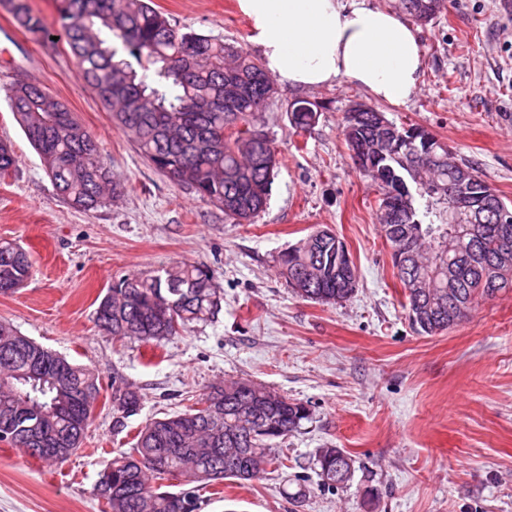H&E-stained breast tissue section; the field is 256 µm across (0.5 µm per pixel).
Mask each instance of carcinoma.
Here are the masks:
<instances>
[{"instance_id": "cac0c4a2", "label": "carcinoma", "mask_w": 512, "mask_h": 512, "mask_svg": "<svg viewBox=\"0 0 512 512\" xmlns=\"http://www.w3.org/2000/svg\"><path fill=\"white\" fill-rule=\"evenodd\" d=\"M416 0H400L421 24L434 20L443 0H428L422 11ZM14 23L38 42L63 35L77 65L78 77L133 138L140 154L155 170L200 199L224 211L236 224L249 223L266 207L277 174L276 149L255 124L274 94L272 78L242 48L224 40L184 30L159 12L152 0H60L57 17L35 14L27 0H0ZM15 120L38 153L56 190L76 209L91 211L116 196L120 182L101 157L96 136L65 103L34 82L13 81L3 87ZM224 98V109H208ZM377 110L358 115L347 111L341 134L355 168L378 188L382 232L409 230L402 248L413 259L429 262L434 251L448 247V204L435 190L454 178L448 162L424 160L428 183L405 179L394 156L448 155V145L418 125L398 126L394 153L374 149ZM315 105L300 101L288 113L295 129L307 130L317 119ZM16 166L11 144L0 139V180ZM484 209L482 240L473 250L461 246L450 253L453 294L448 277L435 287L410 288L392 255L404 288L412 323L426 335L450 329L467 319L480 301L512 289V253L499 273L492 258L504 235L500 211L512 204L480 177L465 184ZM346 244L328 228L317 229L281 251L279 275L304 300L338 304L356 290L357 268ZM32 262L18 243L0 239V295L16 292L29 278ZM310 273L309 287L298 289ZM224 301L212 271L204 265L177 264L161 273L125 277L107 291L95 309L98 326L116 340L137 339L155 346L198 322L218 317ZM40 359L46 370L63 369L71 389L98 395V374L21 335L0 321V369L23 370ZM70 389L56 388L45 378L22 380L0 389V443L35 447L31 433L48 426L69 440L76 452L83 444L91 414L69 404ZM142 395L133 385L112 381L114 427L137 414ZM310 409L274 389L246 379L215 384L196 406L145 423L128 451L112 458L99 475L95 496L109 512H197L190 491L170 492L152 479L179 475L188 483L259 480L278 462L269 442L284 438L310 419ZM312 466L321 484L342 488L351 481L355 459L342 448L317 450Z\"/></svg>"}]
</instances>
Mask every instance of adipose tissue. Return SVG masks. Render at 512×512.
<instances>
[{
    "label": "adipose tissue",
    "instance_id": "obj_1",
    "mask_svg": "<svg viewBox=\"0 0 512 512\" xmlns=\"http://www.w3.org/2000/svg\"><path fill=\"white\" fill-rule=\"evenodd\" d=\"M264 69L278 83L316 88L346 79L375 100L405 104L424 68L419 31L370 0H237Z\"/></svg>",
    "mask_w": 512,
    "mask_h": 512
}]
</instances>
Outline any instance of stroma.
Masks as SVG:
<instances>
[{
	"mask_svg": "<svg viewBox=\"0 0 512 512\" xmlns=\"http://www.w3.org/2000/svg\"><path fill=\"white\" fill-rule=\"evenodd\" d=\"M153 2L171 23L258 56L237 0ZM420 37L418 90L379 111L446 141L512 201V0H445ZM17 77L65 102L96 135L121 192L93 212L72 208L0 95V139L16 156L12 177L0 181V238L32 260L18 292L0 295V321L92 367L102 385L83 445L64 464L49 467L0 444V512H103L98 475L136 431L230 379L273 388L306 404L311 417L272 441L285 468L201 488L198 512H512V290L480 302L450 330L426 336L411 324L378 192L355 169L340 131L351 105L373 103L365 90L345 79L276 85L258 118L280 161L271 198L252 223L236 224L148 166L79 79L63 41L35 42L0 7V87ZM298 101L319 111L299 135L287 117ZM319 227L335 231L358 269L354 295L340 304L300 299L277 271V254ZM178 263L213 270L224 292L218 319L159 348L99 330L94 311L114 283ZM116 376L144 397L120 432L112 427ZM330 445L356 459L338 490L321 488L309 467Z\"/></svg>",
	"mask_w": 512,
	"mask_h": 512,
	"instance_id": "35a3bbf8",
	"label": "stroma"
}]
</instances>
